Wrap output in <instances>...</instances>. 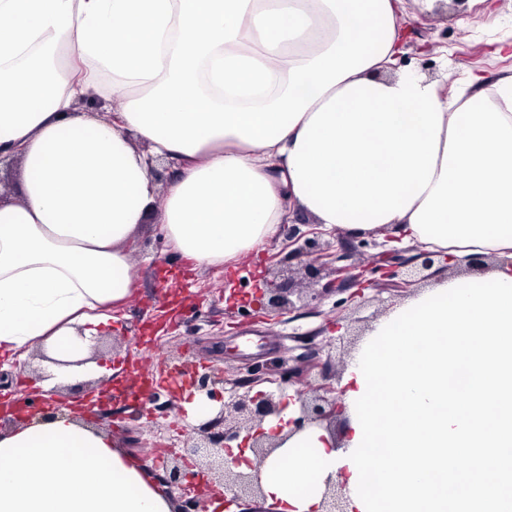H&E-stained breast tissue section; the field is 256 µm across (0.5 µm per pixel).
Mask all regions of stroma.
<instances>
[{
    "label": "stroma",
    "mask_w": 512,
    "mask_h": 512,
    "mask_svg": "<svg viewBox=\"0 0 512 512\" xmlns=\"http://www.w3.org/2000/svg\"><path fill=\"white\" fill-rule=\"evenodd\" d=\"M400 14L426 31V38L410 37L404 52L407 68L424 74L447 71L449 80L471 69L496 80L512 71V54L501 49L502 38L512 35V0H497L487 8L484 0H465L461 11H449L447 19L419 11L418 0H403ZM138 288L113 310L112 333L93 339L87 361L96 367L112 364V346L120 344L123 364L119 379L146 376L156 396L154 412L128 408L115 397L101 410L115 427L114 437L138 439L128 447L131 456L160 469L163 458L158 444L184 448L193 432L220 415L236 390L237 380L264 371L267 362L284 360L299 376L288 379L276 374L261 388L284 399L300 389L302 382L321 383L322 370L332 385H340L376 322L408 304L427 284L443 279L472 276V267L431 271L427 283L406 289L388 280H377L362 297L331 294L318 303L317 313L300 308L275 320L256 317V291L260 288H304L301 260L291 258L283 235H276L256 256L190 273L181 280V297L172 300L165 284L177 272L180 258L169 248L158 225L142 224L133 245ZM196 371L211 368L224 380L215 387V398L195 393L177 398V374L182 365ZM176 400L167 409L168 400Z\"/></svg>",
    "instance_id": "1"
}]
</instances>
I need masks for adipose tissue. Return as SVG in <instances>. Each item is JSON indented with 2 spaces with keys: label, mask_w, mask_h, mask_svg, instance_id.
I'll return each instance as SVG.
<instances>
[{
  "label": "adipose tissue",
  "mask_w": 512,
  "mask_h": 512,
  "mask_svg": "<svg viewBox=\"0 0 512 512\" xmlns=\"http://www.w3.org/2000/svg\"><path fill=\"white\" fill-rule=\"evenodd\" d=\"M405 38L398 0H0V156L23 169L0 192V352L84 373L76 338L136 288L149 218L193 270L307 215L512 278V74L447 90L397 70ZM94 94L110 119L77 110ZM175 509L68 409L0 436V512Z\"/></svg>",
  "instance_id": "ef3b65f1"
}]
</instances>
